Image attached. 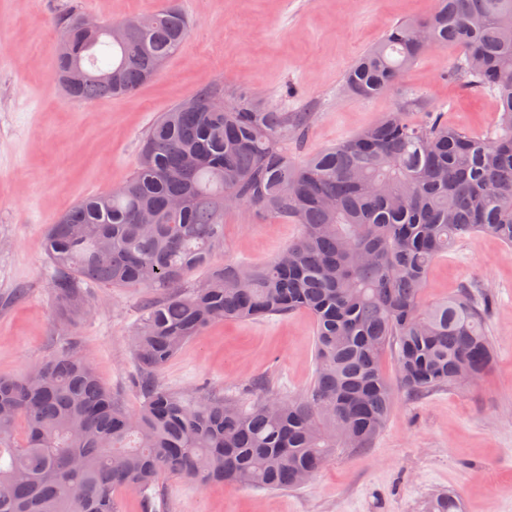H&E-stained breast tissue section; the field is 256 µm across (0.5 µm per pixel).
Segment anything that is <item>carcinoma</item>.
<instances>
[{
    "instance_id": "cac0c4a2",
    "label": "carcinoma",
    "mask_w": 512,
    "mask_h": 512,
    "mask_svg": "<svg viewBox=\"0 0 512 512\" xmlns=\"http://www.w3.org/2000/svg\"><path fill=\"white\" fill-rule=\"evenodd\" d=\"M55 70L67 94L94 102L133 93L186 42L189 21L176 6L102 25L89 36L82 13L58 19ZM450 45L468 62L456 75L495 94L493 133L452 128L403 102L354 137L302 163L288 136L309 112H277L250 90L215 112L205 87L149 128L120 193L80 200L50 225L51 288L70 319L90 311L82 287L166 288L134 325L129 413L72 352L19 378L0 377V512H116L113 494L148 491L162 472L205 486L239 481L266 490L309 482L339 448H369L391 416L395 387L381 368L395 350L398 382L410 395L481 380L494 345L489 299L470 291L425 298L433 263L467 235L512 246V0H438L423 21L392 26L346 73L360 100L393 89L425 51ZM242 207L301 225L269 262L216 265L224 210ZM194 288H175L193 269ZM315 320L316 367L307 391L263 399L247 410L201 393L175 396L155 373L206 326L271 319L296 310ZM23 428L17 442V426Z\"/></svg>"
}]
</instances>
